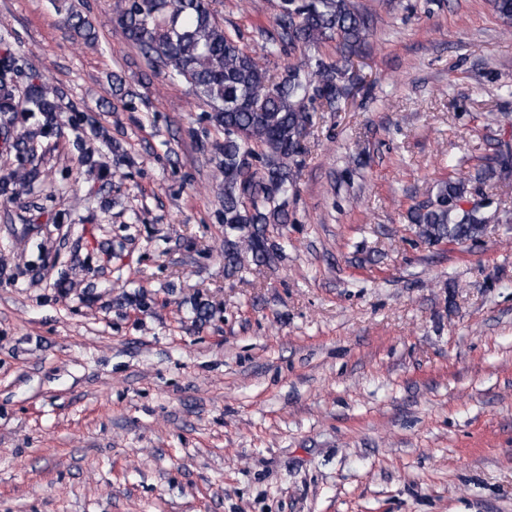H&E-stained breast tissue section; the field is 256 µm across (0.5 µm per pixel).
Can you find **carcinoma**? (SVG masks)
Listing matches in <instances>:
<instances>
[{"label":"carcinoma","instance_id":"cac0c4a2","mask_svg":"<svg viewBox=\"0 0 512 512\" xmlns=\"http://www.w3.org/2000/svg\"><path fill=\"white\" fill-rule=\"evenodd\" d=\"M115 19L125 38L155 70L182 78L212 106L207 120L224 132L213 161L224 176L221 222L224 224V272L242 269L243 254L269 266L278 247L266 235L269 224L289 220L288 192L296 187L299 157L312 122L314 105L337 112L351 94L355 59L364 53L370 15L355 0H281L270 29L258 31L267 53H297L298 62L273 76L229 36L213 0H123ZM495 11L512 30V0H493ZM59 9L74 34L96 42L92 22L63 0ZM326 41L336 43V59L314 53ZM21 74L15 60H0V114L19 110L41 117V132L58 131L62 111L58 93L30 84L26 99L16 98ZM495 162L472 176L462 168L437 184L434 195L408 210L417 238L428 245L476 240L493 220L489 205L472 197L496 174L512 169V150L499 149ZM36 167L20 165L0 178V196L29 194L40 181Z\"/></svg>","mask_w":512,"mask_h":512}]
</instances>
